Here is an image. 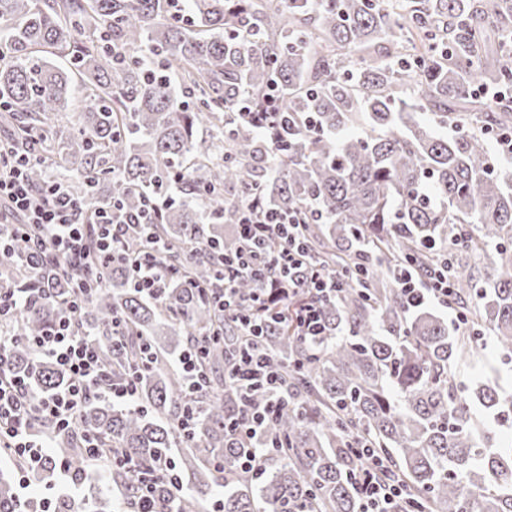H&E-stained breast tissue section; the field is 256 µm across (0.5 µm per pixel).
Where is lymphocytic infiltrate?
I'll return each instance as SVG.
<instances>
[{"mask_svg":"<svg viewBox=\"0 0 512 512\" xmlns=\"http://www.w3.org/2000/svg\"><path fill=\"white\" fill-rule=\"evenodd\" d=\"M29 163V155L19 148L0 144V201L7 202L23 218L19 224L0 222V256L26 260L35 268L52 263L64 271L83 269L81 293L103 287L95 259L113 258L130 227L154 223L159 203L149 201L136 214L104 210L88 222L81 204L60 181L34 185L26 172ZM304 222L300 211L270 209L256 197L245 204L239 220L240 233L251 249L225 262L222 299L225 313L239 316L245 335L260 334L261 327L251 317L238 313V278L262 269L267 271L266 282L273 288L284 272L317 293L328 294L339 288L340 274L324 269L307 255L302 238ZM270 240L278 241L277 251L263 252V244ZM129 263L133 285L146 299L157 298L167 288L171 273L160 261L156 248L131 256ZM400 278L401 292L408 305L418 307L434 301L450 306L455 288L447 270L434 271L428 288L421 285L413 271H403ZM39 298L38 292L22 293L8 281L0 282V367L8 360L11 343L18 338L13 323L17 309ZM81 304L80 297L74 298L41 335L28 339L37 355L51 359L68 374L66 387L35 398L24 378L0 370V447L10 449L13 456L25 462H42L48 448L45 439L29 432L27 419L36 414L53 421L60 429H73L91 388L103 373L96 344L77 331ZM232 379L246 388L261 383L273 388L279 385L265 354L256 351L240 352ZM357 454L363 465L354 477L353 487L364 512H396L394 504L404 494L400 480L387 476L384 462L373 449L361 448Z\"/></svg>","mask_w":512,"mask_h":512,"instance_id":"1","label":"lymphocytic infiltrate"}]
</instances>
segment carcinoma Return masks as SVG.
<instances>
[{
    "label": "carcinoma",
    "mask_w": 512,
    "mask_h": 512,
    "mask_svg": "<svg viewBox=\"0 0 512 512\" xmlns=\"http://www.w3.org/2000/svg\"><path fill=\"white\" fill-rule=\"evenodd\" d=\"M511 24L505 0H0V110L13 138L44 157L71 107L59 155L84 211L168 200L151 231L175 281L149 300L111 264L78 315L110 378L137 374L135 403H111L103 383L76 429L31 419V432L53 442L44 463L11 460L36 483L67 463L82 494L59 497L55 512L134 510L133 467L167 461L180 487L156 481L159 512H359L352 475L364 445L420 512H512V447L478 419L511 411L512 395L460 388L452 374L486 336L512 361V190L503 187L512 169L484 134L512 127V104L489 107L468 93L512 80L501 44ZM271 90L288 115L286 136L233 117ZM458 118L464 130L438 134ZM255 194L306 216L309 255L340 272L342 287L326 298L284 283L269 310L243 306L263 321L255 344L288 394L246 442L230 423L269 392L245 396L231 383L238 323L211 298L223 287L221 260L242 248L241 207ZM444 265L453 307L468 316L460 332L407 309L400 291L398 270L424 280ZM0 270L19 287L32 281L12 259ZM82 278L80 269L60 275L50 297L19 308L23 335L53 324ZM310 302L325 319L317 344L298 331ZM213 331L191 397L169 358ZM8 365L35 398L68 382L22 338ZM189 407L187 436L179 420ZM87 436L112 447V459L92 460ZM243 449L257 455V474L237 468ZM93 467L103 480L90 478ZM41 508L0 478V512Z\"/></svg>",
    "instance_id": "carcinoma-1"
}]
</instances>
